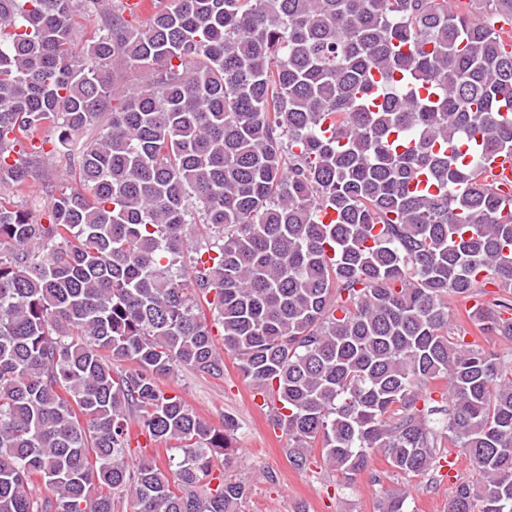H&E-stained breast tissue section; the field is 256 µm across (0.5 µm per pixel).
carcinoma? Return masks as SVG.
Segmentation results:
<instances>
[{
	"label": "carcinoma",
	"instance_id": "cac0c4a2",
	"mask_svg": "<svg viewBox=\"0 0 512 512\" xmlns=\"http://www.w3.org/2000/svg\"><path fill=\"white\" fill-rule=\"evenodd\" d=\"M485 5L512 18L163 0L144 27L102 0H0V185L44 160L80 184L41 219L0 196V512H239L237 424L164 385L224 377L226 353L295 469L317 447L349 486L377 452L408 478L455 454L476 476L446 512H512V360L448 329L454 295L512 342V208L484 178L512 156V48ZM135 434L165 465L129 464ZM75 35L73 36L72 52L78 58L86 57V48L90 40L102 28L100 14L93 10H81L77 17Z\"/></svg>",
	"mask_w": 512,
	"mask_h": 512
}]
</instances>
